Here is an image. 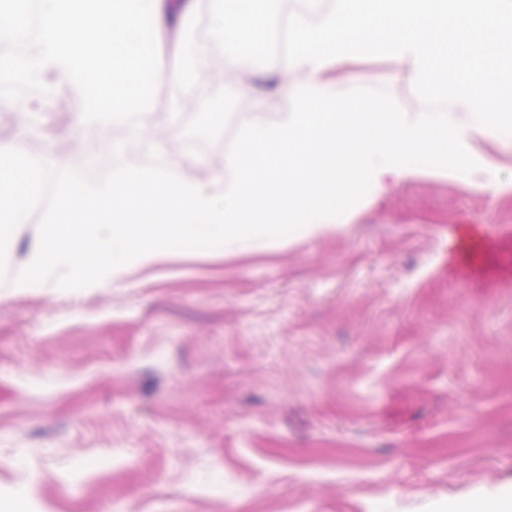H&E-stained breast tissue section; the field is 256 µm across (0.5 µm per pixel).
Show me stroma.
<instances>
[{
    "instance_id": "1",
    "label": "stroma",
    "mask_w": 512,
    "mask_h": 512,
    "mask_svg": "<svg viewBox=\"0 0 512 512\" xmlns=\"http://www.w3.org/2000/svg\"><path fill=\"white\" fill-rule=\"evenodd\" d=\"M182 108L143 114L183 144L181 171L223 159L251 118L199 35ZM326 77L422 108L383 56ZM0 111V147L75 138L51 99ZM28 120L34 132L20 139ZM476 140L468 174L391 184L353 223L248 250L175 249L119 287L12 293L0 279V512H460L512 501V275H463L470 241L512 235V147Z\"/></svg>"
}]
</instances>
